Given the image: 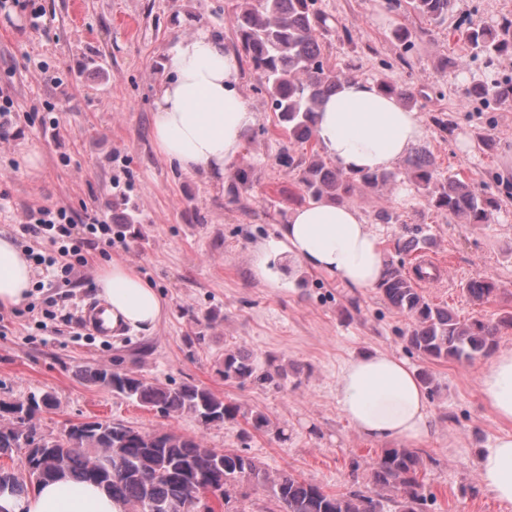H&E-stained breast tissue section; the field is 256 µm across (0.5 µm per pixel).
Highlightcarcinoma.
Wrapping results in <instances>:
<instances>
[{"instance_id": "carcinoma-1", "label": "carcinoma", "mask_w": 512, "mask_h": 512, "mask_svg": "<svg viewBox=\"0 0 512 512\" xmlns=\"http://www.w3.org/2000/svg\"><path fill=\"white\" fill-rule=\"evenodd\" d=\"M456 0H406L416 14L442 25L454 11ZM317 0H242L234 17L240 45L238 54L250 61L279 122L288 131V143L303 145L314 137L313 114L321 102L344 83L335 71L325 68L319 31L328 28L329 16L317 7ZM472 48L488 60L512 52V19L498 27L475 24L466 32ZM379 87L396 96L405 106L415 103L403 86L382 79ZM468 96L497 104L512 102V77L481 80L469 87ZM288 167L299 170L305 196L312 200L330 198L352 201L362 187L376 189L398 180L395 172L350 175L317 155L309 160L285 153ZM404 175L429 193V202L448 215L471 224L488 222L498 209L495 199L480 195L450 175L441 179L430 152L418 147L406 159ZM250 186L247 171L237 170L228 194L238 197ZM431 244L425 224L403 226L398 252H410ZM384 300L410 320L404 339L409 348L426 359L472 361L489 354L497 344L501 328L512 326V314L497 320L478 319L466 323L451 311L427 302L403 269V264L386 263L378 286ZM476 302L497 295L499 287L488 276L471 279L465 288ZM224 380L241 385L258 383L281 386V368L268 363L259 368L240 350L224 351ZM84 377L137 404L165 414H191L205 425L234 420L239 407L224 401L211 390L196 384L169 387L103 367L85 370ZM52 396L33 395L28 402L0 401V455L18 452L26 467L20 472L0 469V493L25 492L29 486L73 476L101 486L112 498L131 507V512H200L211 498L224 512H381L382 492L396 495L398 512H420L426 500L420 481L422 461L408 448H386L370 472L371 493L361 490L328 493L319 485L290 471L269 473L243 449L216 452L201 440L175 432H144L114 420L73 423L58 436L44 435L31 424ZM53 448V464L43 473L27 468L38 449ZM250 484L266 493L267 502L254 510L247 494Z\"/></svg>"}]
</instances>
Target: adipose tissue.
<instances>
[{
  "instance_id": "ef3b65f1",
  "label": "adipose tissue",
  "mask_w": 512,
  "mask_h": 512,
  "mask_svg": "<svg viewBox=\"0 0 512 512\" xmlns=\"http://www.w3.org/2000/svg\"><path fill=\"white\" fill-rule=\"evenodd\" d=\"M168 75L159 83L152 112L157 151L182 171L220 176L239 155L256 122L241 91L235 54L206 32L181 38L171 49ZM315 137L325 155L348 173L392 170L424 138L418 113L369 79L350 80L315 114ZM279 250L301 266L367 290L381 281L385 262L378 234L352 206L329 199L293 210L274 243L254 247V266L267 274L269 253ZM96 284L118 334L148 332L161 322L160 293L128 263L112 261ZM32 266L24 250L0 236V306L24 304ZM480 393L510 431L499 434L477 461L482 485L512 504V349L494 354L480 375ZM428 391L408 363L375 351L351 358L336 379V401L364 436L419 442L430 433ZM101 488L64 478L27 495H0V512H126Z\"/></svg>"
}]
</instances>
